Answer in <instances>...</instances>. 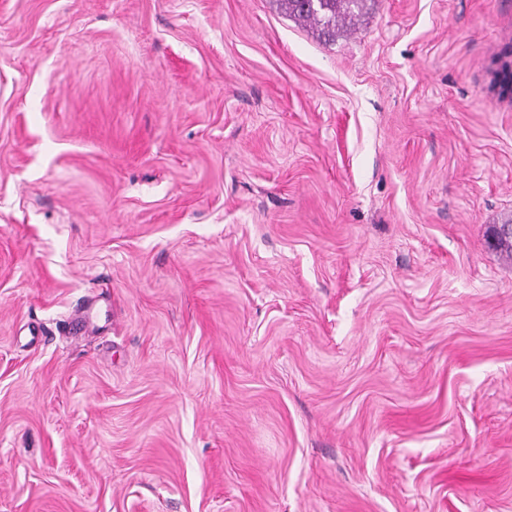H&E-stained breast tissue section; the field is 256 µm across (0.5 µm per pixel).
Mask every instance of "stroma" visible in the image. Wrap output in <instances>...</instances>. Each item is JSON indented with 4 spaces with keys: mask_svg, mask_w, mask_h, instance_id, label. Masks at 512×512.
<instances>
[{
    "mask_svg": "<svg viewBox=\"0 0 512 512\" xmlns=\"http://www.w3.org/2000/svg\"><path fill=\"white\" fill-rule=\"evenodd\" d=\"M512 0H0V512H512ZM315 5V0H307L306 7L301 0H281L282 10L288 17L300 23L314 25L321 33L328 38L336 36V29L340 23L359 16L367 6V0H324Z\"/></svg>",
    "mask_w": 512,
    "mask_h": 512,
    "instance_id": "stroma-1",
    "label": "stroma"
}]
</instances>
